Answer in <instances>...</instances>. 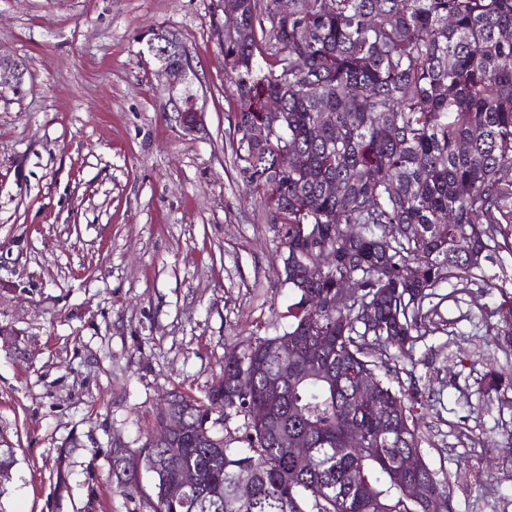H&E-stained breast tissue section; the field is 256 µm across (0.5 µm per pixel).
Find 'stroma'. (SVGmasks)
<instances>
[{
    "mask_svg": "<svg viewBox=\"0 0 512 512\" xmlns=\"http://www.w3.org/2000/svg\"><path fill=\"white\" fill-rule=\"evenodd\" d=\"M222 0H0V56L26 64L0 93V438L17 471L5 512H149L151 478L116 489L111 450L137 449L172 390L201 394L224 352L286 325L279 227L232 164L235 106L216 36ZM191 59L201 120L175 113L148 30ZM440 308L416 346L434 390L420 421L453 512H512V390L484 394L505 288Z\"/></svg>",
    "mask_w": 512,
    "mask_h": 512,
    "instance_id": "stroma-1",
    "label": "stroma"
}]
</instances>
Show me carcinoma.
I'll list each match as a JSON object with an SVG mask.
<instances>
[{
	"instance_id": "obj_1",
	"label": "carcinoma",
	"mask_w": 512,
	"mask_h": 512,
	"mask_svg": "<svg viewBox=\"0 0 512 512\" xmlns=\"http://www.w3.org/2000/svg\"><path fill=\"white\" fill-rule=\"evenodd\" d=\"M333 2L290 0L284 13L280 0H233L217 31L237 101L233 166L279 225L296 301L281 333L224 354L219 383L199 397L172 392L176 443L156 441L159 412L138 450L112 448L119 486L151 476V512H425V499L450 497L448 474L434 471L423 499L402 494L399 457L423 453L417 411L430 394L403 384L397 363L444 330L433 319L443 284L492 288L489 268L512 255V0ZM256 125L270 127L265 139L246 137ZM350 224L361 226L354 237ZM352 278L360 299L337 305ZM315 342L320 377L306 373ZM270 375L282 379L275 395ZM364 382L388 416L382 435L370 404L353 400ZM481 383L497 393L512 377L491 366ZM257 405L269 413L257 417ZM231 415L243 419L237 436L217 429ZM350 421L365 433L360 448L345 444ZM298 441L313 449L308 471ZM184 470L197 483L174 498Z\"/></svg>"
}]
</instances>
